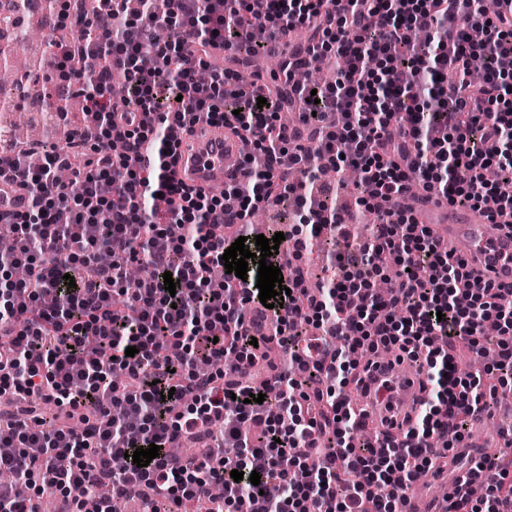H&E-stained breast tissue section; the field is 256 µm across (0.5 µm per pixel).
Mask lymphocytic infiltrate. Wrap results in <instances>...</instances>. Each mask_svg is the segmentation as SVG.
Returning <instances> with one entry per match:
<instances>
[{
	"label": "lymphocytic infiltrate",
	"instance_id": "1",
	"mask_svg": "<svg viewBox=\"0 0 512 512\" xmlns=\"http://www.w3.org/2000/svg\"><path fill=\"white\" fill-rule=\"evenodd\" d=\"M97 2L91 14L74 0L62 4L73 38L59 77L80 80L98 116L94 129L73 133L80 162L70 181L57 178L63 160L54 147H42L35 170L21 156L0 157V174L18 173L28 194L24 211L0 213L14 241L0 257V392L11 396L0 407V471L26 483L42 474L45 489L74 506L109 486L98 512L127 495L144 496L156 512L214 483L234 512H397L417 475L437 465L432 440L452 423L466 431L473 411L489 409L512 382V287L478 283L470 259L403 203L414 171L450 205L490 221L512 212V0H499L491 17L479 0H347L341 15L325 0ZM159 26L167 40L148 45ZM300 27L318 38L309 56L345 61L334 83L262 85L246 95L232 87L236 70L222 67L198 84L211 48L253 57ZM440 28L447 40L410 37ZM477 57L486 77L475 88L467 75ZM116 73L125 86L117 101ZM288 105L300 114L292 129L276 122ZM200 122L228 127L254 148L244 182L226 183L220 195L171 172L174 130ZM116 137L125 153H112ZM349 141L356 150L346 156ZM326 166L361 169L358 200L379 222L358 254L337 255L338 274L311 295L299 266L308 240L328 229L355 236L335 199L308 192ZM491 167L498 183L483 178ZM285 204L302 227L291 248L269 258L290 271L274 298L276 333L254 337L240 325L243 304L260 303L258 262L243 301L235 274L212 272L250 208ZM379 252L396 265L382 296L373 291L384 272L373 261ZM137 260L153 274L131 288L125 269ZM18 267L31 270L27 283L13 280ZM489 321L496 337L484 332ZM461 346L495 353V385L481 389L480 376L454 368ZM275 347L289 363H270ZM382 351L418 364L424 396L415 418L403 420V440L377 448L359 440L364 419L348 396L367 392ZM214 360L224 369L202 373ZM259 392L263 403L249 401ZM89 405L106 413L104 425H75ZM177 440L191 442L193 455L174 459L168 448ZM152 444L158 456L137 467L132 453ZM61 455L67 468L56 465ZM486 469L493 476L475 495ZM234 470L244 479L233 480ZM453 485L447 512H512V459L503 453L482 456Z\"/></svg>",
	"mask_w": 512,
	"mask_h": 512
}]
</instances>
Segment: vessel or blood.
<instances>
[{"label":"vessel or blood","instance_id":"b4317fda","mask_svg":"<svg viewBox=\"0 0 512 512\" xmlns=\"http://www.w3.org/2000/svg\"><path fill=\"white\" fill-rule=\"evenodd\" d=\"M183 153L175 167L177 179L197 187L223 189L231 174L240 173L243 157L237 136L221 125L202 124L181 133ZM422 208L434 221L433 229L449 244L467 246L475 256V268L482 279L498 284L512 283V226L500 225L488 232L486 224L466 210H454L443 203L437 192L422 196ZM383 373L393 387L392 394H380L364 401L370 418H391L392 414L412 412L421 396L415 374L402 366L384 368Z\"/></svg>","mask_w":512,"mask_h":512}]
</instances>
